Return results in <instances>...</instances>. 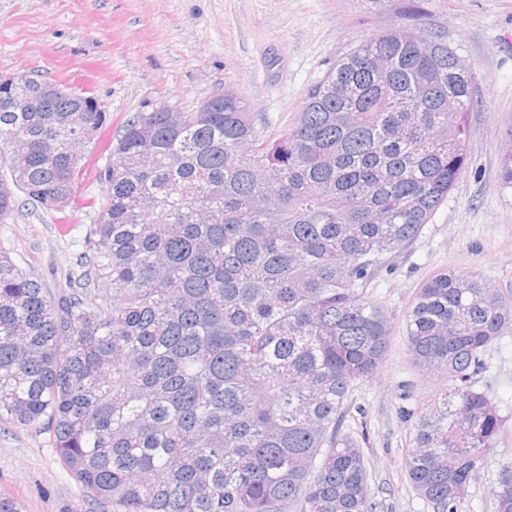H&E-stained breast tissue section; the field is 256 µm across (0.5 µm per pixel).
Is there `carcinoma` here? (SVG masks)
<instances>
[{"mask_svg": "<svg viewBox=\"0 0 512 512\" xmlns=\"http://www.w3.org/2000/svg\"><path fill=\"white\" fill-rule=\"evenodd\" d=\"M1 76L0 223L16 196L74 201L107 113L88 91ZM86 104L92 111L73 112ZM475 73L444 36L391 27L309 91L277 138L226 90L208 112L130 117L67 293L0 253V417L48 425L67 467L119 512H375L348 399L391 326L366 285L417 238L467 164ZM512 293L446 270L406 320L414 364L445 380L405 469L457 512L502 428L477 386ZM494 512H512V461Z\"/></svg>", "mask_w": 512, "mask_h": 512, "instance_id": "cac0c4a2", "label": "carcinoma"}]
</instances>
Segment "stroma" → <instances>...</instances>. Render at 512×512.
<instances>
[{
	"label": "stroma",
	"instance_id": "obj_1",
	"mask_svg": "<svg viewBox=\"0 0 512 512\" xmlns=\"http://www.w3.org/2000/svg\"><path fill=\"white\" fill-rule=\"evenodd\" d=\"M413 3L380 12L365 0H0V76L34 73L90 91L111 117L69 208L45 211L21 196L0 224V250L53 298L85 249L105 194L98 172L134 113L163 101L191 112L230 89L250 104L262 136H278L340 58L390 26L444 35L475 73L465 170L421 234L385 255L366 287L392 326L383 366L351 394L364 409L360 445L377 512H432L404 468L417 415L442 384L414 365L405 340L422 282L452 269L512 290V188L500 179L512 151V0ZM486 359L479 385L499 401L502 431L458 512H494L490 487L512 461V329ZM0 497L23 512H116L82 487L43 422L0 419Z\"/></svg>",
	"mask_w": 512,
	"mask_h": 512
}]
</instances>
